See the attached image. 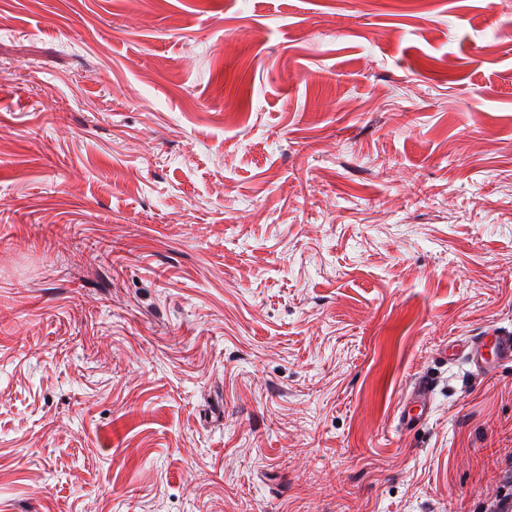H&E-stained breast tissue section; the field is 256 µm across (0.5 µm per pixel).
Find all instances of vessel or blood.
Returning <instances> with one entry per match:
<instances>
[{
	"instance_id": "b4317fda",
	"label": "vessel or blood",
	"mask_w": 512,
	"mask_h": 512,
	"mask_svg": "<svg viewBox=\"0 0 512 512\" xmlns=\"http://www.w3.org/2000/svg\"><path fill=\"white\" fill-rule=\"evenodd\" d=\"M443 363L465 362L478 374L491 373L512 364V329L492 327L465 338H452L442 349ZM435 381L420 374L400 399L395 420L401 432H411L426 423L432 413Z\"/></svg>"
}]
</instances>
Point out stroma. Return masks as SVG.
<instances>
[{
    "label": "stroma",
    "mask_w": 512,
    "mask_h": 512,
    "mask_svg": "<svg viewBox=\"0 0 512 512\" xmlns=\"http://www.w3.org/2000/svg\"><path fill=\"white\" fill-rule=\"evenodd\" d=\"M490 326L512 0H0V512H479ZM442 362L464 361L480 375L512 364V329L492 327L465 338H449L442 349ZM434 392L433 377L425 373L416 377L395 410V420L399 431L404 433L415 431L429 420Z\"/></svg>",
    "instance_id": "obj_1"
}]
</instances>
